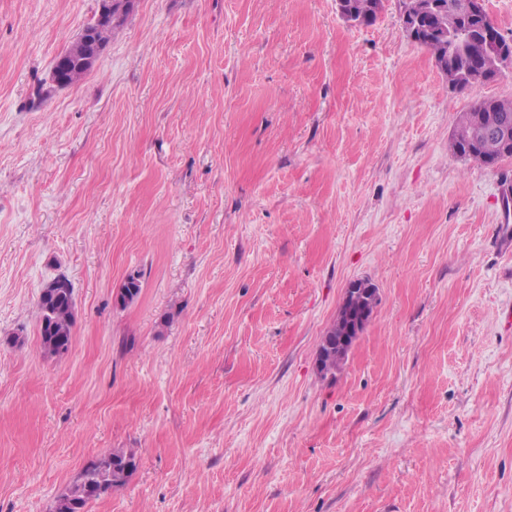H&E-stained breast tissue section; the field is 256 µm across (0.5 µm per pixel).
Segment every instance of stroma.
<instances>
[{
  "instance_id": "1",
  "label": "stroma",
  "mask_w": 512,
  "mask_h": 512,
  "mask_svg": "<svg viewBox=\"0 0 512 512\" xmlns=\"http://www.w3.org/2000/svg\"><path fill=\"white\" fill-rule=\"evenodd\" d=\"M99 0H0V512H512V158L453 155L458 91L336 0H135L48 82ZM140 300L113 293L132 272ZM77 318L42 352L38 301ZM379 302L317 373L344 290ZM130 10L131 8L123 11L121 6L117 5L113 12V15L116 16L115 20L122 14L120 21L117 24L115 20H112V23H110L102 22L95 18L92 23L87 25L90 30V43L85 44L74 40L65 52L58 57V59L63 57L61 60V65L63 67L61 86H69L81 80L91 67L83 66L80 61L86 57L87 52H92L94 48L105 49L109 43L112 31L124 20ZM56 278L59 284L55 288H43L38 304L41 346L50 355L69 350L76 321L72 283L66 277ZM137 465L135 453L122 448L90 460L77 481L56 499L52 512H85L91 501L124 485Z\"/></svg>"
}]
</instances>
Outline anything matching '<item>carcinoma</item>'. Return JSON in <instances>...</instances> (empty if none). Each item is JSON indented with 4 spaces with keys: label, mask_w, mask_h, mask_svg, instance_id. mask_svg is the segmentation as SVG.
Listing matches in <instances>:
<instances>
[{
    "label": "carcinoma",
    "mask_w": 512,
    "mask_h": 512,
    "mask_svg": "<svg viewBox=\"0 0 512 512\" xmlns=\"http://www.w3.org/2000/svg\"><path fill=\"white\" fill-rule=\"evenodd\" d=\"M448 18V40L431 37L425 47L439 62L448 84L463 90L473 84V75L483 66L487 48L481 40L482 20L472 16V0H437ZM383 8V0H345L344 9L362 25L372 24ZM116 23L98 19L88 24L90 43L74 41L61 54L62 85H72L89 68L81 64L86 54L95 48L103 49ZM508 119L512 123V100L483 99L462 112L456 122L450 152L467 157L474 149L480 156L492 161L506 157L507 148L496 138L476 140L477 122L489 119ZM39 333L45 353L60 355L69 350L75 326L74 288L70 280L58 278L53 288H44L39 297ZM137 468L133 451L117 448L90 460L77 481L55 501L52 512H85L87 505L109 490L124 485Z\"/></svg>",
    "instance_id": "cac0c4a2"
}]
</instances>
